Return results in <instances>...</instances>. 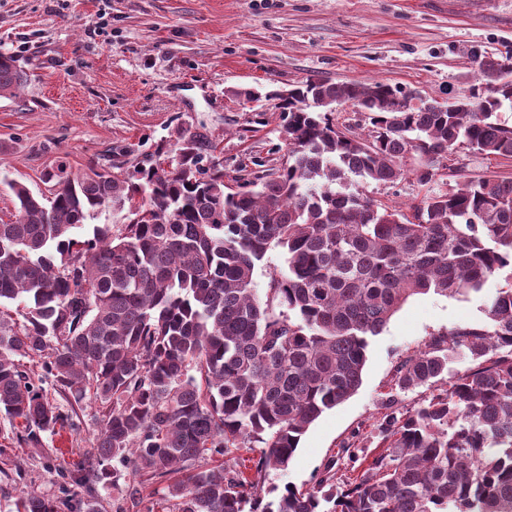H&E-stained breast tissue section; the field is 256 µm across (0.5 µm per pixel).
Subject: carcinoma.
<instances>
[{
  "mask_svg": "<svg viewBox=\"0 0 512 512\" xmlns=\"http://www.w3.org/2000/svg\"><path fill=\"white\" fill-rule=\"evenodd\" d=\"M479 83L447 101L409 103L398 85L308 79L238 95L275 101L286 152L224 182L213 143L179 127L147 163L44 174L48 193L9 183L0 219V412L21 442L82 425L96 403L93 446L54 466L63 492L26 490L15 512H512V179L471 176L456 153L512 158V64L476 55ZM27 80L0 54V97ZM366 114L363 135L336 126V106ZM416 157L427 185L409 206L366 187L394 184ZM112 223L85 231L100 212ZM284 265L260 297L255 270ZM505 275L486 321L426 341L396 369L402 391L430 395L380 425L384 450L354 477L330 460L307 488L264 487L301 437L360 387L369 339L409 297L480 291ZM468 361L454 372L450 364ZM51 383L48 392L44 383ZM259 456L228 463L239 451ZM138 480L110 502L122 469ZM165 481L164 493L142 488ZM283 258L279 249L269 251L267 254V261L262 267H259L254 274V288L257 293L262 296L268 283V273L274 267H281Z\"/></svg>",
  "mask_w": 512,
  "mask_h": 512,
  "instance_id": "1",
  "label": "carcinoma"
}]
</instances>
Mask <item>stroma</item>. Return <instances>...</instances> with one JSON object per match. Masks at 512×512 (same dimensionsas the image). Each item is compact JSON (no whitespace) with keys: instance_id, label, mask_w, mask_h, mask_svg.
Here are the masks:
<instances>
[{"instance_id":"35a3bbf8","label":"stroma","mask_w":512,"mask_h":512,"mask_svg":"<svg viewBox=\"0 0 512 512\" xmlns=\"http://www.w3.org/2000/svg\"><path fill=\"white\" fill-rule=\"evenodd\" d=\"M475 51L512 54V0H0V53L18 56L27 75L17 97L0 98V218L15 212L10 181L38 194L44 172L106 165L123 148L144 159L180 126L206 129L232 180L283 144L272 102L258 127L233 90L383 80L441 101L475 83ZM504 284L496 276L477 293L410 297L370 338L357 392L309 427L270 483L312 485L331 460L351 473L347 446L381 452L390 404L428 394L394 389L398 363L431 336L485 321ZM19 431L0 414V512L24 490L58 492L52 464L20 445Z\"/></svg>"}]
</instances>
